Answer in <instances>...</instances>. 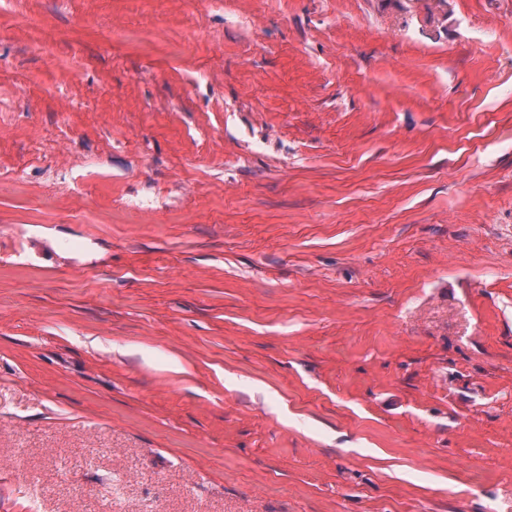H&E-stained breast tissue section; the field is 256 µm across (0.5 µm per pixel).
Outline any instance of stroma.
Listing matches in <instances>:
<instances>
[{"label":"stroma","mask_w":512,"mask_h":512,"mask_svg":"<svg viewBox=\"0 0 512 512\" xmlns=\"http://www.w3.org/2000/svg\"><path fill=\"white\" fill-rule=\"evenodd\" d=\"M0 512H512V0H0Z\"/></svg>","instance_id":"stroma-1"}]
</instances>
